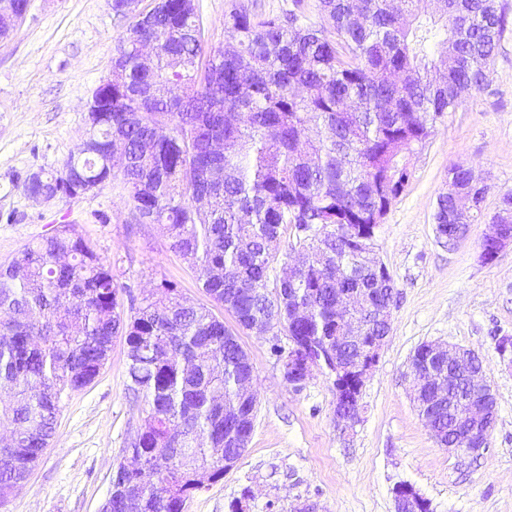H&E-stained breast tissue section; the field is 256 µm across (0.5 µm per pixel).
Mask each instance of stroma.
<instances>
[{
	"label": "stroma",
	"instance_id": "35a3bbf8",
	"mask_svg": "<svg viewBox=\"0 0 512 512\" xmlns=\"http://www.w3.org/2000/svg\"><path fill=\"white\" fill-rule=\"evenodd\" d=\"M205 40L224 43L231 7L301 14L320 26L319 0H196ZM489 83L438 122L414 159L404 193L376 233V251L397 292L390 330L360 398L359 421L343 429L331 379L312 373L300 387L284 382L270 347L285 335H242L254 366L257 413L251 441L223 479L206 484L187 512H394L392 489L411 484L431 512H512V359L500 356L512 336V250L480 258L487 216L512 191V0ZM127 20L111 0H31L25 20L0 42V266L26 245L65 226L90 239L126 293L143 297L162 281L196 304H209L199 273L170 251L158 225L131 221L127 194L105 186L76 199L35 202L22 184L33 172L62 170L87 129V102L111 68L113 39ZM464 162L492 190L484 217L447 245L434 212L448 170ZM425 342L477 352L497 401L489 449L464 464L427 430L410 390L408 362ZM127 347L116 338L90 385L62 402L56 435L0 512H99L116 466L146 404L129 389ZM249 499H242L243 489Z\"/></svg>",
	"mask_w": 512,
	"mask_h": 512
}]
</instances>
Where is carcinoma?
Instances as JSON below:
<instances>
[{"label":"carcinoma","mask_w":512,"mask_h":512,"mask_svg":"<svg viewBox=\"0 0 512 512\" xmlns=\"http://www.w3.org/2000/svg\"><path fill=\"white\" fill-rule=\"evenodd\" d=\"M327 26L295 13L232 7L221 47L199 34L195 0H159L146 23L130 0L115 38L112 80L97 86L89 146L61 172L23 184L27 194L74 199L88 184L118 180L138 224L161 226L171 251L200 272L202 288L234 318L186 304L169 281L140 302L120 303L111 269L90 242L63 228L0 267V507L53 438L63 398L94 380L125 337L130 390L147 403L127 442L139 467L116 470L137 487L140 512H185L196 477H224L228 418L253 369L240 334L269 322L336 350V289L373 310L387 285L333 231L314 246L301 234L285 252L288 225L370 224L403 194L411 160L445 114L489 81L506 26L500 0H319ZM153 44L144 60L140 44ZM448 189L483 216L486 181L455 163ZM453 195L440 194L434 224L457 234ZM308 249L297 279L268 288L270 271ZM313 310L296 318L293 301ZM448 393L436 423L442 441L463 408Z\"/></svg>","instance_id":"carcinoma-1"}]
</instances>
